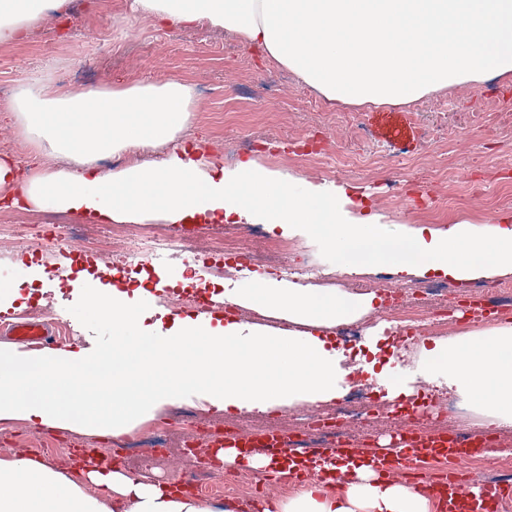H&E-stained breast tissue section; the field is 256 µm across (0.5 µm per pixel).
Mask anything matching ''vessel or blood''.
Masks as SVG:
<instances>
[{
    "mask_svg": "<svg viewBox=\"0 0 512 512\" xmlns=\"http://www.w3.org/2000/svg\"><path fill=\"white\" fill-rule=\"evenodd\" d=\"M22 343L45 346L57 336L55 328L35 322L14 321L10 324ZM224 445L249 455L260 449L271 458L292 455L287 433L269 430L255 433L247 429L225 436ZM486 439L463 432L421 431L417 426H403L389 444L376 442H340L332 448L307 449L308 458L323 461L335 457H355L359 463L371 466L380 473L404 477L411 489L423 496L438 500L440 512H506L512 505V483L483 481L473 475L456 476L449 473L431 474L420 470L425 456H476L485 453Z\"/></svg>",
    "mask_w": 512,
    "mask_h": 512,
    "instance_id": "obj_1",
    "label": "vessel or blood"
}]
</instances>
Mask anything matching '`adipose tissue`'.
<instances>
[{
  "instance_id": "1",
  "label": "adipose tissue",
  "mask_w": 512,
  "mask_h": 512,
  "mask_svg": "<svg viewBox=\"0 0 512 512\" xmlns=\"http://www.w3.org/2000/svg\"><path fill=\"white\" fill-rule=\"evenodd\" d=\"M68 0H0V44L23 40ZM133 16L192 26L208 23L262 47L328 101L356 106L407 104L448 85L512 73V0H131ZM196 109L182 80L113 84L63 92L50 77L24 85L7 110L36 153L25 172L0 158V201L72 213L92 224H267L316 235L337 268L388 265L401 278L428 273L458 281L512 273V225L443 231L408 227L392 235L346 187L309 182L256 159L227 168L180 135ZM126 154L100 171L107 154ZM142 289L106 284L90 291L84 313L109 322L112 346L37 354L0 344V420L47 427L97 421L113 438L129 420L194 396L220 411L265 412L300 401L329 402L346 373L318 329L359 318L375 294L319 292L270 274L228 288L225 302L283 313L304 332L228 321L149 320ZM424 371L441 375L462 401L484 409L488 425H512V325L488 335L435 343ZM342 494L324 486L281 503L282 512H429L405 484L350 469ZM84 484L29 457L0 459V512H223L114 470H84Z\"/></svg>"
}]
</instances>
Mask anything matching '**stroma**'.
Segmentation results:
<instances>
[{
    "label": "stroma",
    "instance_id": "obj_1",
    "mask_svg": "<svg viewBox=\"0 0 512 512\" xmlns=\"http://www.w3.org/2000/svg\"><path fill=\"white\" fill-rule=\"evenodd\" d=\"M49 68L56 87L64 92H88L115 82L134 84L145 79L170 77L194 85L197 110L183 136L202 144L209 156L224 166L251 157L262 164L320 182L352 187L364 198L368 210L384 215L386 229L398 233L407 226L434 229L467 222L478 227L512 224V187L499 184L496 174L512 172V75L477 83L448 86L406 105L367 108L327 101L292 71L277 65L257 46H245L232 35L208 26L193 29L159 24L152 19L130 18L128 0H69L65 16L45 17L24 41L0 45V157L27 165L33 149L4 107L10 92L42 68ZM430 188L434 197L457 198L479 189L490 203L488 214L454 205L443 217L418 207L413 193ZM69 224L74 233L89 225L71 214L0 207V286L20 284L25 306L5 312V319L24 316L26 309L45 311V323L64 332L66 348L86 346L88 338L101 344L112 340L109 323L87 320L82 314L85 290L77 282L81 268L95 270L98 261L76 264L70 251L42 239L18 253L12 246L16 224H45L55 219ZM292 252L268 272L302 282L318 290L340 288L349 293L383 295L399 288L404 294L430 282L429 277L398 280L386 267L373 265L357 274L338 271L336 254L314 236L289 239ZM47 270L45 280L29 285L23 271L30 266ZM116 288L142 280L146 309L162 308L170 316L220 317L225 288H246L252 271H235L217 278L204 257L191 253L142 254L120 263ZM446 308L448 328L408 336L391 327L384 309L362 316L357 342L337 340L335 329L324 330L328 341L342 350L343 367L349 368L346 387L357 386L371 403L365 418L350 428L362 440L391 434L404 424L414 406L447 400L449 392L423 370L424 349L435 341L486 332L485 324L462 318L459 310L469 284L450 281ZM191 290L211 299L210 309L188 308L177 296ZM374 363V373L362 366ZM397 380L402 392L388 398L377 374ZM329 404L299 403L267 413L258 411H203L219 418L222 428H288L329 412ZM481 408L436 415L435 428L489 433L495 444L512 445V426L488 432ZM0 431L17 433V444H0V458L37 457L42 439L78 443L93 438L91 428H47L20 420L0 423Z\"/></svg>",
    "mask_w": 512,
    "mask_h": 512
}]
</instances>
